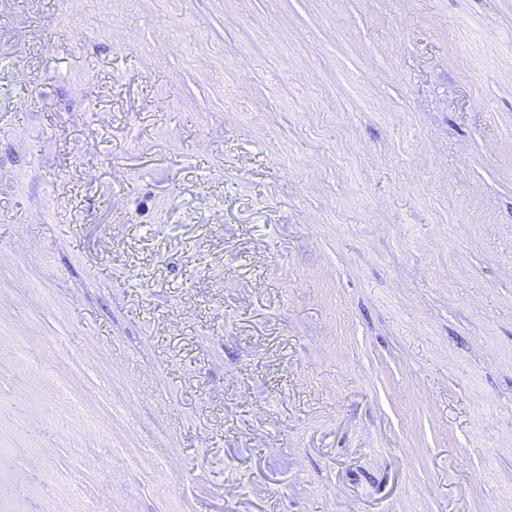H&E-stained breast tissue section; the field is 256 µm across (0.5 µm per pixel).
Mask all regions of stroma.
I'll return each instance as SVG.
<instances>
[{
  "label": "stroma",
  "mask_w": 512,
  "mask_h": 512,
  "mask_svg": "<svg viewBox=\"0 0 512 512\" xmlns=\"http://www.w3.org/2000/svg\"><path fill=\"white\" fill-rule=\"evenodd\" d=\"M0 512H512V0H0Z\"/></svg>",
  "instance_id": "1"
}]
</instances>
